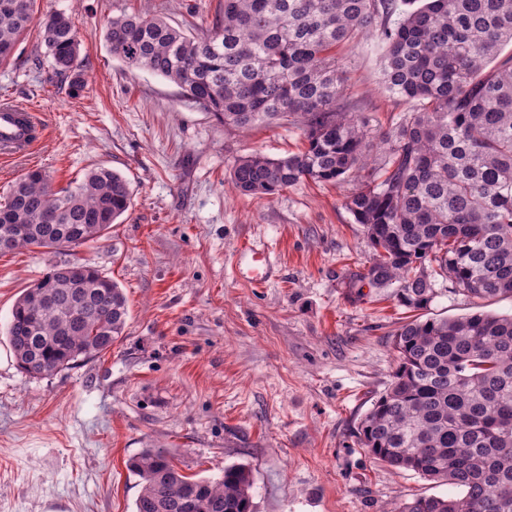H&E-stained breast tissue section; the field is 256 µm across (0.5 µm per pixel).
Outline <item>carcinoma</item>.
I'll use <instances>...</instances> for the list:
<instances>
[{
    "label": "carcinoma",
    "instance_id": "1",
    "mask_svg": "<svg viewBox=\"0 0 512 512\" xmlns=\"http://www.w3.org/2000/svg\"><path fill=\"white\" fill-rule=\"evenodd\" d=\"M34 0H0V64L39 26L56 74L81 91L80 42L68 15L35 21ZM376 36L382 88L410 104L370 163V122L344 104L336 47ZM105 41L127 67L174 82L226 125L250 129L290 117L303 149L253 153L230 180L272 196L302 181H356L345 207L374 249L356 275L413 311L435 279L480 302L512 297V0H224L223 14L186 32L142 12L109 20ZM130 204L126 180L97 167L64 193L31 171L0 204V253L74 251L105 236ZM127 299L98 269L64 261L23 290L7 339L18 367L50 376L91 361L122 339ZM386 391L361 420L376 461L457 489L391 512H512V315L477 311L417 317L394 335ZM142 481L134 512H253L251 470L188 477L153 446L129 462Z\"/></svg>",
    "mask_w": 512,
    "mask_h": 512
}]
</instances>
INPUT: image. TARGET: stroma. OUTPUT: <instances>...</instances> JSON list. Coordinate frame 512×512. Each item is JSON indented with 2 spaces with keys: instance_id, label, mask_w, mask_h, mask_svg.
Returning a JSON list of instances; mask_svg holds the SVG:
<instances>
[{
  "instance_id": "stroma-1",
  "label": "stroma",
  "mask_w": 512,
  "mask_h": 512,
  "mask_svg": "<svg viewBox=\"0 0 512 512\" xmlns=\"http://www.w3.org/2000/svg\"><path fill=\"white\" fill-rule=\"evenodd\" d=\"M224 0H36V17L69 15L87 84L55 75L36 31L0 65V99L42 114L46 133L23 160H0V202L27 172L75 187L93 168L128 182L131 203L110 232L74 252L0 255V512H134L143 448L182 473L216 479L250 467L254 512H390L419 495H447L375 462L358 427L388 387L394 335L410 315L393 298L354 297L373 251L344 201L351 182H301L272 196L235 193L229 172L254 152L279 159L303 141L289 119L244 131L182 97L167 79L130 70L105 40L109 18L150 11L185 29ZM346 95L378 146L407 102L380 83L372 39L336 51ZM276 262L264 284L235 261L247 243ZM111 277L129 306L124 337L105 355L51 376L21 371L6 339L11 308L63 260ZM426 314H512V298L475 304L436 284Z\"/></svg>"
}]
</instances>
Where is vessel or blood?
I'll return each instance as SVG.
<instances>
[{
  "label": "vessel or blood",
  "mask_w": 512,
  "mask_h": 512,
  "mask_svg": "<svg viewBox=\"0 0 512 512\" xmlns=\"http://www.w3.org/2000/svg\"><path fill=\"white\" fill-rule=\"evenodd\" d=\"M46 131L45 125L32 108L9 100L0 102V157L22 159L32 154ZM241 277L252 284L268 281L273 264L268 253L258 245L242 248L238 257Z\"/></svg>",
  "instance_id": "obj_1"
}]
</instances>
